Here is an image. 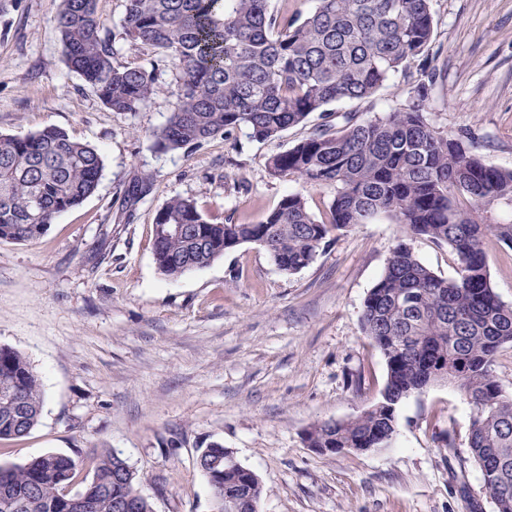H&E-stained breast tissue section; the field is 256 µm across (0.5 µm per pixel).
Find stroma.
<instances>
[{
  "instance_id": "35a3bbf8",
  "label": "stroma",
  "mask_w": 512,
  "mask_h": 512,
  "mask_svg": "<svg viewBox=\"0 0 512 512\" xmlns=\"http://www.w3.org/2000/svg\"><path fill=\"white\" fill-rule=\"evenodd\" d=\"M57 7L20 0L0 13V135L55 126L96 148L104 169L96 191L44 236L0 240V346L30 361L44 394L38 426L0 440V464L56 452L88 478L94 449L109 448L137 472L154 512H213L196 459L218 442L261 479L259 512H495L455 386L405 400L388 447L320 454L305 442L312 424L354 417L379 396L386 364L361 315L399 225H357L292 275L250 243L175 279L156 267L154 217L175 196L207 218L251 223L301 191L321 213L327 192L268 169L319 114L262 143L238 131L157 151L152 133L170 115L180 73L159 67L162 90L145 108L110 111L66 66ZM432 10L446 72L428 121L474 131L487 164L512 168V0H432ZM97 11L120 61L153 60L126 37L123 0H97ZM141 174L151 190L121 204ZM447 436L454 452L441 446Z\"/></svg>"
}]
</instances>
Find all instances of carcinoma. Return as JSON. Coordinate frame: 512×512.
Returning a JSON list of instances; mask_svg holds the SVG:
<instances>
[{
	"label": "carcinoma",
	"mask_w": 512,
	"mask_h": 512,
	"mask_svg": "<svg viewBox=\"0 0 512 512\" xmlns=\"http://www.w3.org/2000/svg\"><path fill=\"white\" fill-rule=\"evenodd\" d=\"M97 0H59L54 22L67 65L113 112H137L162 91L151 66L117 59ZM305 15L270 9V0H125L122 26L131 41L178 68L183 88L153 145L170 152L246 130L257 142L321 122L304 139L269 158L275 177L289 176L330 194L316 216L300 192L285 196L256 223L204 218L193 199L174 197L157 211L154 259L168 278L202 269L245 243L262 246L283 273L309 266L326 243L383 216L402 227L362 312L366 338L385 358L380 398L359 415L311 425L310 448L369 452L396 434L399 405L448 382L470 405L469 449L496 512H512V394L498 384L493 363L512 344V306L492 282L487 242L512 248V169L488 165L468 130L441 131L426 116L440 75L433 52L431 0H313ZM416 69L413 99L382 115L376 93L389 78ZM356 102L338 112L332 105ZM99 152L57 127L25 137L0 135V240L33 241L56 217L97 188ZM147 175L124 190L135 199ZM167 224H189L183 236ZM448 246L456 275L426 265L414 243ZM41 382L20 352L0 347V440L28 435L39 423ZM224 459L213 443L197 458L205 471ZM213 488L214 512H230L224 491L244 487L260 501L254 472L223 466ZM69 455L46 453L22 465L0 464V512H154L135 471L102 450L84 488Z\"/></svg>",
	"instance_id": "cac0c4a2"
}]
</instances>
